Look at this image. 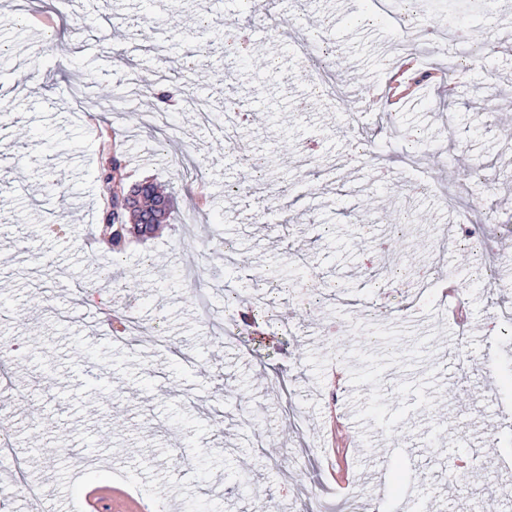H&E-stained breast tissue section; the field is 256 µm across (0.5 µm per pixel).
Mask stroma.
<instances>
[{
    "mask_svg": "<svg viewBox=\"0 0 512 512\" xmlns=\"http://www.w3.org/2000/svg\"><path fill=\"white\" fill-rule=\"evenodd\" d=\"M153 20L127 27L142 0H0V337L18 347L12 382L35 391L17 417L16 451L52 512H79L77 481L122 487L112 512L152 504L168 512H300L301 496L336 499L341 477L393 512L391 482L419 487L431 512L474 508L508 476L512 457V326L485 325L487 306L512 303V260L483 245L444 253L438 226L470 220L487 241L512 240V121L496 112L512 94V54L473 55L471 41L433 56L467 59L452 114L434 88L383 119L372 110L312 101V54L282 39L327 43L333 78L382 92L388 62L409 38L378 0H307L289 22L280 0H254L244 54L225 55L214 30L239 0H156ZM207 50L195 76L212 106L238 98L250 117L228 146L224 121L164 105L184 56ZM234 73L235 82L225 80ZM371 128L354 157L347 123ZM415 133L406 146L401 130ZM120 145L128 183L145 179L174 206L146 242L120 257L95 236L104 206L96 180L103 134ZM487 182L458 183L459 155ZM263 155V176L247 169ZM430 192L412 191L415 179ZM64 237H46L54 216ZM235 242L238 252L217 248ZM433 266L465 289L473 321L465 344L444 308L415 299L413 270ZM338 287L310 306L294 293L268 320L247 314L268 274ZM207 280L200 307L197 277ZM233 288L240 302L224 301ZM129 299L142 332L113 342L85 312ZM87 460L71 463L72 449ZM479 453L485 467L449 483L448 457Z\"/></svg>",
    "mask_w": 512,
    "mask_h": 512,
    "instance_id": "stroma-1",
    "label": "stroma"
}]
</instances>
